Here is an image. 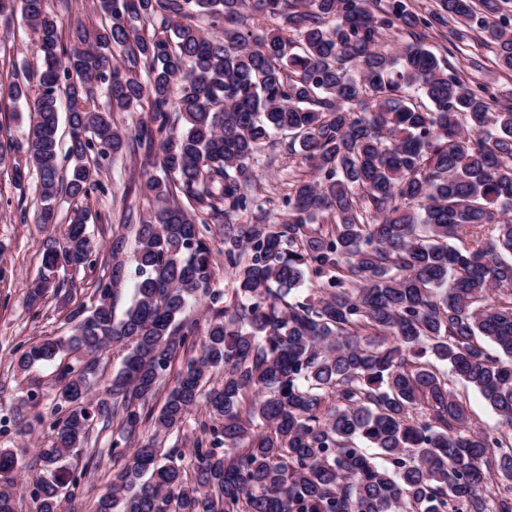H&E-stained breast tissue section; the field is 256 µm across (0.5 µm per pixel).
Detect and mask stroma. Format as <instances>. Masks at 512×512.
Segmentation results:
<instances>
[{
    "instance_id": "1",
    "label": "stroma",
    "mask_w": 512,
    "mask_h": 512,
    "mask_svg": "<svg viewBox=\"0 0 512 512\" xmlns=\"http://www.w3.org/2000/svg\"><path fill=\"white\" fill-rule=\"evenodd\" d=\"M479 41V35L471 31L462 40L449 43L448 29L444 26L430 30L427 38L428 44L447 53L449 61L462 71L467 70L469 57L478 51ZM36 59L33 34L22 12H15L11 26L0 25V82L9 83L13 70L34 67ZM252 164L255 193L261 198L279 196L296 171L294 156L282 144L274 149L262 146ZM156 172L143 150L119 153L111 167L98 170L99 190L77 204L62 202L57 224L48 229L37 222L34 189L19 193L12 181L11 168L0 169V419L10 422L23 412L22 400L31 390L39 396L37 410L43 416H50L54 405L53 366L35 368L24 380L13 370L16 348L70 329L67 310L60 298L48 296L36 309L28 308L25 303L28 290L40 274V246L44 237L50 233L62 235L76 209L87 211L88 233L101 245L97 262L89 268L65 270L61 278L77 286L79 298H88L92 285L109 273L111 258L105 245L113 232L122 229L127 238L135 236L134 230L123 227L127 212L145 216L156 208V201L143 190L146 179Z\"/></svg>"
}]
</instances>
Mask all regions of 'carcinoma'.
I'll use <instances>...</instances> for the list:
<instances>
[{"instance_id":"cac0c4a2","label":"carcinoma","mask_w":512,"mask_h":512,"mask_svg":"<svg viewBox=\"0 0 512 512\" xmlns=\"http://www.w3.org/2000/svg\"><path fill=\"white\" fill-rule=\"evenodd\" d=\"M21 2L40 64L8 84L28 117L23 141L0 136V167L25 152L14 185L32 175L40 222L87 198L122 150L115 112L148 105L131 147L159 146L162 172L145 183L159 206L138 217L122 316L118 235L70 333L17 358L24 373L55 365L58 387L36 512L84 507L96 421L116 425L109 454L126 463L93 512H512V105L426 42L451 19L512 72L501 0H437L428 16L407 0H97L100 25L75 22L67 44L45 0ZM247 9L279 26L243 31ZM395 32L406 41L382 49ZM276 133L303 174L273 220L248 183ZM245 211L252 222L235 223ZM86 219L42 242L29 308L62 290L59 270L91 266ZM199 302L202 329L185 317ZM115 344L127 353L104 380ZM449 371L497 428L473 424ZM18 466L0 449V512H15Z\"/></svg>"}]
</instances>
